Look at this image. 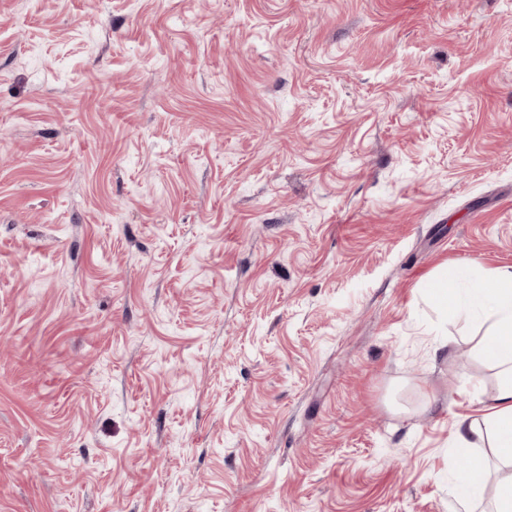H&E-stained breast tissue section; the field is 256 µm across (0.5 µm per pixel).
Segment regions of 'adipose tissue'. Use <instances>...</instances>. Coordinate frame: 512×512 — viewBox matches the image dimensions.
Returning <instances> with one entry per match:
<instances>
[{
	"mask_svg": "<svg viewBox=\"0 0 512 512\" xmlns=\"http://www.w3.org/2000/svg\"><path fill=\"white\" fill-rule=\"evenodd\" d=\"M474 301L491 327L479 352L499 368L496 395L486 405L484 419L493 433L496 456L512 463V269L486 271Z\"/></svg>",
	"mask_w": 512,
	"mask_h": 512,
	"instance_id": "ef3b65f1",
	"label": "adipose tissue"
}]
</instances>
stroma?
<instances>
[{"instance_id": "1", "label": "stroma", "mask_w": 512, "mask_h": 512, "mask_svg": "<svg viewBox=\"0 0 512 512\" xmlns=\"http://www.w3.org/2000/svg\"><path fill=\"white\" fill-rule=\"evenodd\" d=\"M447 266L512 267V0H0V512H490ZM457 274L453 270H448L432 289L431 300L433 304L446 312L449 316L456 313V304L454 297L456 293ZM481 431L473 426L472 423H466L464 419L455 423L454 442L457 448H480Z\"/></svg>"}]
</instances>
